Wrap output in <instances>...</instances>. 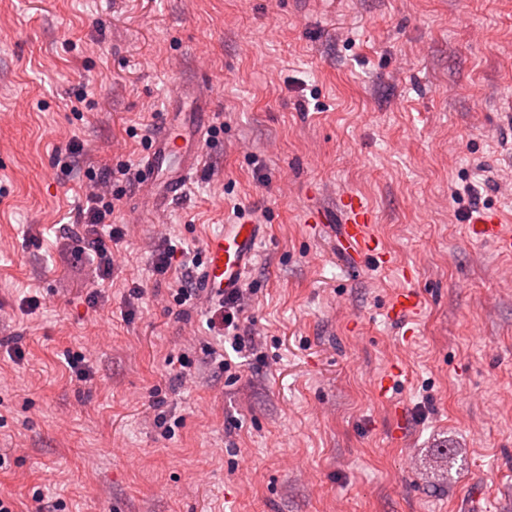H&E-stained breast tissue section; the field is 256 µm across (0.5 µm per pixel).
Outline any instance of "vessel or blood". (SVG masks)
<instances>
[{
    "instance_id": "b4317fda",
    "label": "vessel or blood",
    "mask_w": 512,
    "mask_h": 512,
    "mask_svg": "<svg viewBox=\"0 0 512 512\" xmlns=\"http://www.w3.org/2000/svg\"><path fill=\"white\" fill-rule=\"evenodd\" d=\"M211 100L212 93L208 90L199 94L185 88L176 90L169 111L154 130L139 166L155 207L168 208L171 201L180 196L198 166L207 138L205 127L186 123L183 108H206ZM338 208L342 215L340 238L343 245L365 255L377 268L394 267V256L381 246L374 233V214L365 199L348 192L340 197ZM482 222L477 235L492 241L499 252L511 253L512 235L502 232L496 216H484ZM263 232V225L247 219L225 225L221 232L208 239L206 261L199 276L205 293L214 295L241 287ZM421 309L420 296L407 288L394 295L390 306L396 318L415 317Z\"/></svg>"
}]
</instances>
